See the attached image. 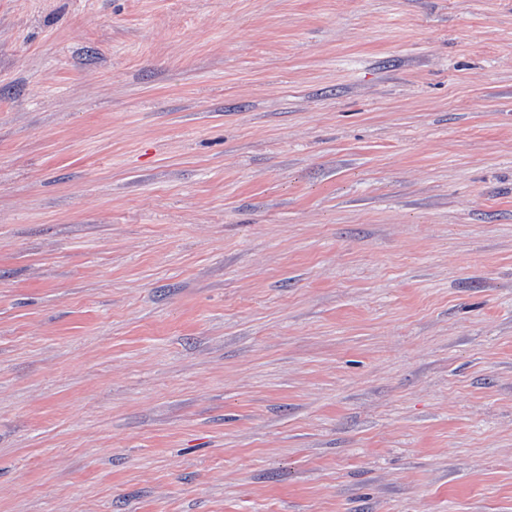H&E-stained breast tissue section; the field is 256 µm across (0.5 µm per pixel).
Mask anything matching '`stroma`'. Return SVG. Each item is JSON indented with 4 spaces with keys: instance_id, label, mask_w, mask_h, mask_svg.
I'll use <instances>...</instances> for the list:
<instances>
[{
    "instance_id": "35a3bbf8",
    "label": "stroma",
    "mask_w": 512,
    "mask_h": 512,
    "mask_svg": "<svg viewBox=\"0 0 512 512\" xmlns=\"http://www.w3.org/2000/svg\"><path fill=\"white\" fill-rule=\"evenodd\" d=\"M0 512H512V0H0Z\"/></svg>"
}]
</instances>
